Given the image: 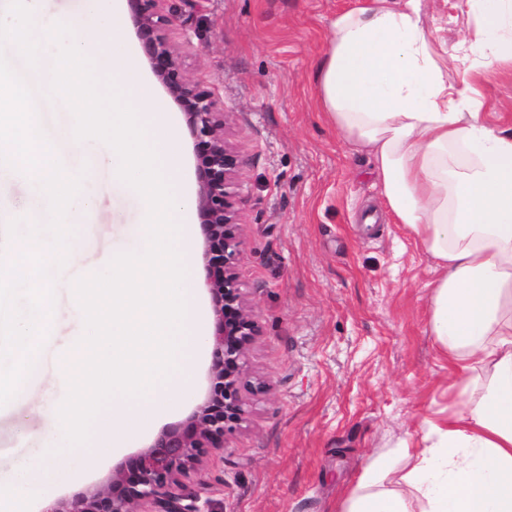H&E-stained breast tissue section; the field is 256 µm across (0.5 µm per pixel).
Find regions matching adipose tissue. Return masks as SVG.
<instances>
[{"label": "adipose tissue", "mask_w": 512, "mask_h": 512, "mask_svg": "<svg viewBox=\"0 0 512 512\" xmlns=\"http://www.w3.org/2000/svg\"><path fill=\"white\" fill-rule=\"evenodd\" d=\"M471 51L512 61V0H465ZM425 0L336 12L316 65L321 112L373 161L394 223L432 260L429 327L456 407L368 465L345 512H512V127L487 122Z\"/></svg>", "instance_id": "obj_1"}]
</instances>
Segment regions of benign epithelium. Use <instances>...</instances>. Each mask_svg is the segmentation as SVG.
I'll return each mask as SVG.
<instances>
[{
	"label": "benign epithelium",
	"mask_w": 512,
	"mask_h": 512,
	"mask_svg": "<svg viewBox=\"0 0 512 512\" xmlns=\"http://www.w3.org/2000/svg\"><path fill=\"white\" fill-rule=\"evenodd\" d=\"M164 0H128L144 56L182 110L196 160V208L204 235L199 262L214 316L209 388L186 420L162 429L101 482L52 501L43 512H206L201 493H181L201 459L224 448L226 433L245 420L246 356L259 328L238 273L243 240L237 202L239 154L226 138V113L205 85L190 78L168 38L173 18Z\"/></svg>",
	"instance_id": "benign-epithelium-1"
}]
</instances>
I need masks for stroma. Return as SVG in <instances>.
I'll list each match as a JSON object with an SVG mask.
<instances>
[{
    "mask_svg": "<svg viewBox=\"0 0 512 512\" xmlns=\"http://www.w3.org/2000/svg\"><path fill=\"white\" fill-rule=\"evenodd\" d=\"M358 0H167L171 42L191 78L211 87L228 115L240 156L238 201L244 241L238 271L261 329L248 356L246 421L228 433L193 479L214 512H343L374 459L389 458L422 418L453 408L449 366L428 325L431 261L392 223L369 157L320 112L313 82L329 21ZM426 27L449 46L462 38L461 0H427ZM481 110L512 123V62L481 66L469 56ZM85 142L59 153L85 184L95 209L83 217V246L54 280L42 341L48 369L83 332L74 281L140 244L139 200L112 179ZM28 176L0 172V211L23 227L43 223L27 208ZM209 355L194 366L171 414L129 435L97 468L53 481L52 498L83 491L183 422L209 386ZM24 415L26 436L15 418ZM41 392L0 406V484L16 456H39L53 424Z\"/></svg>",
    "mask_w": 512,
    "mask_h": 512,
    "instance_id": "1",
    "label": "stroma"
}]
</instances>
